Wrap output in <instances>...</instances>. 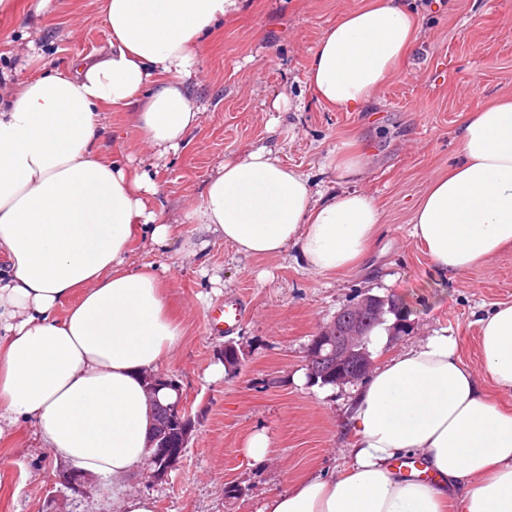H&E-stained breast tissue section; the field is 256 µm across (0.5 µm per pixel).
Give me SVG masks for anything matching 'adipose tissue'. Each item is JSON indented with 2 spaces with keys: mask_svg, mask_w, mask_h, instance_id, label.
I'll use <instances>...</instances> for the list:
<instances>
[{
  "mask_svg": "<svg viewBox=\"0 0 512 512\" xmlns=\"http://www.w3.org/2000/svg\"><path fill=\"white\" fill-rule=\"evenodd\" d=\"M240 0H103L107 48L33 77L0 99V436L32 421L56 463L111 477L145 471L153 409L143 375L158 370L183 330L152 264L133 243L169 239L151 207L147 173L98 148L103 110L131 111L145 144L177 151L200 115L186 95L213 24ZM420 36L407 0L349 11L317 42L307 74L317 98L364 110ZM461 163L431 179L412 235L435 269L461 276L512 246V98L469 113ZM363 150L340 148L344 191L314 188L276 152L225 159L193 218L251 256L297 247L305 267L351 269L380 231V211L356 189ZM72 306L65 316L57 310ZM483 368L512 392V304L476 322ZM350 462L308 473L261 512H512V413L481 390L448 335L427 337L376 369L352 401ZM416 456L433 480L397 474Z\"/></svg>",
  "mask_w": 512,
  "mask_h": 512,
  "instance_id": "1",
  "label": "adipose tissue"
}]
</instances>
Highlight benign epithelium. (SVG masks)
I'll use <instances>...</instances> for the list:
<instances>
[{"label":"benign epithelium","mask_w":512,"mask_h":512,"mask_svg":"<svg viewBox=\"0 0 512 512\" xmlns=\"http://www.w3.org/2000/svg\"><path fill=\"white\" fill-rule=\"evenodd\" d=\"M401 304L390 296H378L365 293L356 302L343 308L335 319L319 330L311 339L306 351L307 377L311 383L347 384L359 380L370 369L371 358L368 349L370 329L382 322L389 314H397L391 325L392 337L404 336L410 328V322L399 314ZM224 365L228 375L236 374L241 365L239 351L234 342L224 343ZM168 386L179 392L180 387L172 380L159 374L147 378V395L157 401V390ZM165 413L156 420L153 440L174 427H182L189 418L183 403V395L163 406ZM182 453L162 450L152 452L150 477L164 476L179 462Z\"/></svg>","instance_id":"benign-epithelium-1"}]
</instances>
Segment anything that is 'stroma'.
Wrapping results in <instances>:
<instances>
[{
  "label": "stroma",
  "mask_w": 512,
  "mask_h": 512,
  "mask_svg": "<svg viewBox=\"0 0 512 512\" xmlns=\"http://www.w3.org/2000/svg\"><path fill=\"white\" fill-rule=\"evenodd\" d=\"M368 0H245L242 12L215 26L198 49L199 79L189 90L201 113L180 149L151 160L129 113L103 115L102 153H123L158 187L154 207L175 235L162 245L138 240L131 259L155 264L183 327L180 345L161 368L181 387L197 424L180 462L167 475L139 474L127 492L152 496L157 512H258L312 470L347 461L344 431L358 383L310 384L311 337L358 295L397 294L410 306L407 335L374 352L375 364L441 333L453 337L484 390L512 408L482 365L475 322L495 304L512 303V247L460 277H441L411 235L413 209L430 180L458 164L456 132L468 112L512 97V0H409L420 25L414 52L362 112L320 103L306 81L323 31ZM33 0L0 13V92L36 73L64 68L105 46L100 0H51L44 15ZM38 47L25 51L27 41ZM289 103L274 109L280 94ZM364 144L368 166L359 189L381 212V231L358 271L316 274L296 251L248 257L203 232L191 214L219 162L265 144L335 190L322 173L337 145ZM246 310L228 333L210 330L208 314L225 299ZM243 363L235 379H210L225 341ZM265 432L268 457L245 455L248 437ZM36 427L20 422L0 439V512H112V481L102 477L80 497L59 483Z\"/></svg>",
  "instance_id": "obj_1"
}]
</instances>
